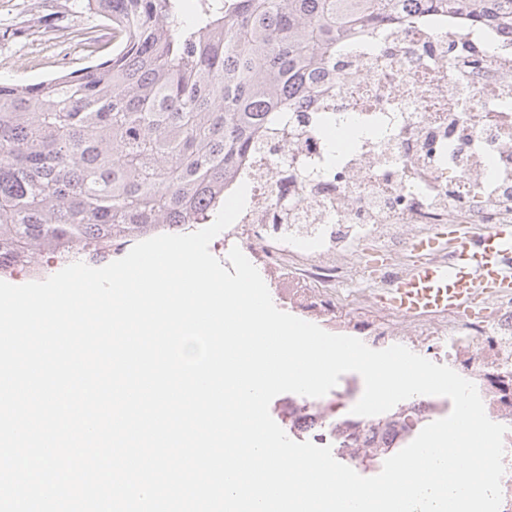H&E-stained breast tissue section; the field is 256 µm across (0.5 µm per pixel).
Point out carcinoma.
<instances>
[{
  "label": "carcinoma",
  "mask_w": 512,
  "mask_h": 512,
  "mask_svg": "<svg viewBox=\"0 0 512 512\" xmlns=\"http://www.w3.org/2000/svg\"><path fill=\"white\" fill-rule=\"evenodd\" d=\"M85 0L116 43L39 83L0 82V275L39 256L100 261L224 203L274 114L315 91L336 47L408 0ZM512 30V0H413Z\"/></svg>",
  "instance_id": "carcinoma-1"
}]
</instances>
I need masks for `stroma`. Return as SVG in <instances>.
Returning <instances> with one entry per match:
<instances>
[{"label": "stroma", "instance_id": "stroma-1", "mask_svg": "<svg viewBox=\"0 0 512 512\" xmlns=\"http://www.w3.org/2000/svg\"><path fill=\"white\" fill-rule=\"evenodd\" d=\"M96 24L82 0H0V81L37 83L107 58L110 41L79 37Z\"/></svg>", "mask_w": 512, "mask_h": 512}]
</instances>
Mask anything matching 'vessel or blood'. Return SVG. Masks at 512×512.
Segmentation results:
<instances>
[{
    "instance_id": "vessel-or-blood-1",
    "label": "vessel or blood",
    "mask_w": 512,
    "mask_h": 512,
    "mask_svg": "<svg viewBox=\"0 0 512 512\" xmlns=\"http://www.w3.org/2000/svg\"><path fill=\"white\" fill-rule=\"evenodd\" d=\"M408 250L406 268L373 294L381 310L409 318L469 316L493 295L512 292V222L452 224L412 239Z\"/></svg>"
}]
</instances>
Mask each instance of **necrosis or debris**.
<instances>
[{"instance_id":"1","label":"necrosis or debris","mask_w":512,"mask_h":512,"mask_svg":"<svg viewBox=\"0 0 512 512\" xmlns=\"http://www.w3.org/2000/svg\"><path fill=\"white\" fill-rule=\"evenodd\" d=\"M353 122L359 139L334 149L322 123ZM246 208L218 247L241 245L299 318L384 349L426 348L434 363L472 381L487 416L506 425L500 512H512V293L494 297L487 319L447 317L415 325L367 306L352 309L345 280L384 285L410 233L435 224L512 221V31L456 15L413 11L371 39L338 46L318 92L251 150L243 166ZM378 243L383 269L355 264V248ZM275 410L289 438L328 446L359 469L358 451L452 410L443 396H415L382 417L345 408V395L289 396ZM386 430H378L379 421Z\"/></svg>"}]
</instances>
